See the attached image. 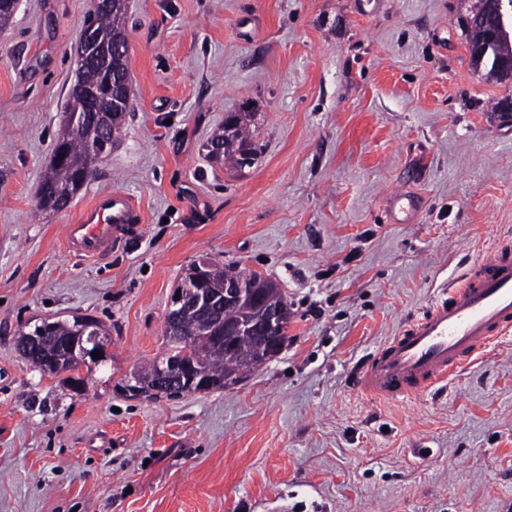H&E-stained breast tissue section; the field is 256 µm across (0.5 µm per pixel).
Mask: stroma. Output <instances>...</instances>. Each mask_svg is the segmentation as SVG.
<instances>
[{
	"label": "stroma",
	"instance_id": "stroma-1",
	"mask_svg": "<svg viewBox=\"0 0 512 512\" xmlns=\"http://www.w3.org/2000/svg\"><path fill=\"white\" fill-rule=\"evenodd\" d=\"M471 0H129L132 109L59 212L35 214L94 0H19L0 31V512H512V336L405 400L350 376L464 265L512 242V81L471 64ZM252 111L251 165L212 161ZM141 206L100 260L61 229L101 190ZM417 195L392 223L389 194ZM207 258L288 301L281 352L240 385L131 399L168 304ZM90 316L105 361L84 394L18 349Z\"/></svg>",
	"mask_w": 512,
	"mask_h": 512
}]
</instances>
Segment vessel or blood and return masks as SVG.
Listing matches in <instances>:
<instances>
[{
    "label": "vessel or blood",
    "instance_id": "b4317fda",
    "mask_svg": "<svg viewBox=\"0 0 512 512\" xmlns=\"http://www.w3.org/2000/svg\"><path fill=\"white\" fill-rule=\"evenodd\" d=\"M142 221L125 193L104 190L64 225L63 241L81 260H99ZM512 332V246L502 243L449 282L443 296L383 343L352 379L375 399L399 400L431 390Z\"/></svg>",
    "mask_w": 512,
    "mask_h": 512
}]
</instances>
